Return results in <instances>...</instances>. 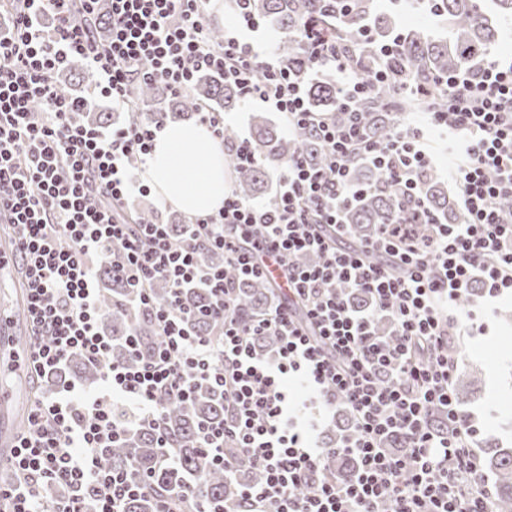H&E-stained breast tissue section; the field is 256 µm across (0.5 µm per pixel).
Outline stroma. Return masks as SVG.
Instances as JSON below:
<instances>
[{"label": "stroma", "instance_id": "35a3bbf8", "mask_svg": "<svg viewBox=\"0 0 512 512\" xmlns=\"http://www.w3.org/2000/svg\"><path fill=\"white\" fill-rule=\"evenodd\" d=\"M472 315L464 335L453 337L468 396L460 406L479 434L474 450L512 446V294L475 292L464 304Z\"/></svg>", "mask_w": 512, "mask_h": 512}]
</instances>
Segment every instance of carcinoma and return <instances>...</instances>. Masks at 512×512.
Returning a JSON list of instances; mask_svg holds the SVG:
<instances>
[{
  "instance_id": "1",
  "label": "carcinoma",
  "mask_w": 512,
  "mask_h": 512,
  "mask_svg": "<svg viewBox=\"0 0 512 512\" xmlns=\"http://www.w3.org/2000/svg\"><path fill=\"white\" fill-rule=\"evenodd\" d=\"M420 6L432 10L447 27L448 33L439 37L423 29L402 31L398 34L392 54L385 57L380 47L389 42L395 30L394 13L378 0H251L250 8L256 16L270 21L281 31L277 57L282 66L299 68L307 60L303 45L307 31H317L336 45V53L351 66L357 78L375 83L376 74L385 69L388 81L378 84V91L358 100L353 109L362 113L363 122L380 141L392 139L399 130L400 116L408 112L440 110L445 103V84L448 76L460 72L472 80L480 79L482 69L502 37V23L512 20V0H422ZM369 25L372 38L361 35V27ZM428 91L425 96H414L399 89V79ZM305 96L315 112H337L341 109L340 93L331 74L317 69L307 77ZM242 98L241 90L213 71H202L195 76L194 89L182 96L171 95L158 83L134 86L133 99L149 106L165 100L173 110L196 112L206 101L226 111L234 109ZM85 112L95 126L110 121V113L90 102ZM252 147L257 163L238 170L236 193L245 200L265 194L271 173L285 168L291 159L301 157L314 166L322 164L319 140L306 130L286 136L267 118L256 115L252 121ZM353 178L363 193L348 203L343 211L345 223L353 225L350 243L359 244L372 237L380 224H391L410 216L408 197L404 188L393 184L386 173L369 162H360ZM418 185L425 207L443 224H458L461 216L448 188L439 180L435 169L427 168L419 175ZM101 305L105 329L114 339L112 357L126 359L120 343L130 334L138 336L142 347L150 348L157 340L151 318L129 313L125 306L132 303L130 289L112 276L102 272ZM224 277L238 288V301L245 314L265 311L274 297L273 285L245 279L232 268L224 269ZM77 378L91 383L95 372L79 358L71 360L61 371L49 378L57 384L63 379ZM224 422V400L218 391L204 386L194 398L173 406L165 419V428L177 455V465L168 469L160 464L162 449L157 447L152 429L139 427L119 447L111 449L103 463L112 469L134 464L149 479L154 492L140 496L127 505V512H155L158 499L172 500L181 489L195 483L200 477V449L195 437L199 427ZM351 425L349 413L336 426L325 431V444L332 446ZM483 476H491L496 494L493 512H512V447L497 448L484 455L480 462ZM205 496L219 509L238 508L237 485L225 480L224 471L214 470L203 484Z\"/></svg>"
}]
</instances>
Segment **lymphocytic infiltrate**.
<instances>
[{
  "label": "lymphocytic infiltrate",
  "instance_id": "f902f5d3",
  "mask_svg": "<svg viewBox=\"0 0 512 512\" xmlns=\"http://www.w3.org/2000/svg\"><path fill=\"white\" fill-rule=\"evenodd\" d=\"M109 36L92 25L100 0H0V223L16 229L15 265L30 284L34 358L27 372L48 376L80 357L98 369L99 386L69 380L49 388L31 408L29 426L10 464L6 495L12 512H126L150 488L136 469L112 471L103 460L132 431L148 425L166 447L169 408L207 383L224 398V420L199 429L204 468L233 476L247 465L262 475L243 486L245 512H491L486 482L471 441L475 427L452 396L458 362L448 339L463 330L458 303L473 281L486 296L512 288V63L494 62L477 81L449 78L448 109L428 115L445 129L465 163L455 174L464 211L460 224H436L427 214L382 225L352 249L340 205L358 194L349 163L359 156L379 164L408 192L430 164L417 127L390 141L368 139L353 103L373 92L341 63L327 41L308 33V62L340 75L343 119L309 111L304 70L287 69L235 34L209 39L210 0H109ZM83 61L100 94L125 102L134 82L188 91L193 73H223L243 96L279 112L291 128H305L323 146L315 168L296 158L277 184V201L258 207L236 193L217 214L187 224L174 240L162 216L140 223L130 212L132 169L145 163L161 118L134 117L109 131L85 124L84 98H64L56 73ZM204 250L247 277L270 279L278 266L286 286L261 315L241 317L220 269L198 264ZM314 251L320 265L302 267ZM389 253L372 262L373 253ZM131 288L157 329L149 358L137 336L124 342L128 358H112V339L100 328L99 271ZM169 294L155 303L152 284ZM346 284L367 295L370 308L338 293ZM208 290L204 310L186 306V289ZM217 323L199 335V318ZM389 319L394 340L377 332ZM273 336L262 352L257 337ZM429 353L422 361L421 353ZM303 375L326 406H344L353 429L336 445H313L315 422L288 415L283 383ZM447 421L431 427L433 414ZM404 448L393 451L389 435ZM355 459L347 474L327 473L329 455ZM306 495H297L300 485Z\"/></svg>",
  "mask_w": 512,
  "mask_h": 512
}]
</instances>
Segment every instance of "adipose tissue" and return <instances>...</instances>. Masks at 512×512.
I'll list each match as a JSON object with an SVG mask.
<instances>
[{
	"mask_svg": "<svg viewBox=\"0 0 512 512\" xmlns=\"http://www.w3.org/2000/svg\"><path fill=\"white\" fill-rule=\"evenodd\" d=\"M145 176L157 194L190 216L224 205V145L202 123L164 125L153 141Z\"/></svg>",
	"mask_w": 512,
	"mask_h": 512,
	"instance_id": "1",
	"label": "adipose tissue"
}]
</instances>
